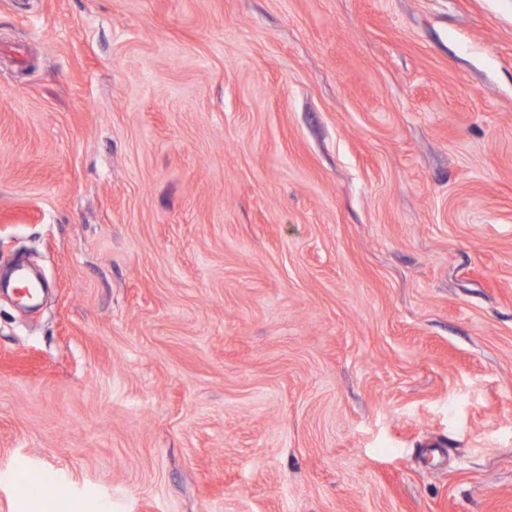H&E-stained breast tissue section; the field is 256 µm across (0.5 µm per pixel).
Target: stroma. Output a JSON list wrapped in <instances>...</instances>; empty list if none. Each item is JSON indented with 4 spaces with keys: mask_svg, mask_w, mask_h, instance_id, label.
Returning a JSON list of instances; mask_svg holds the SVG:
<instances>
[{
    "mask_svg": "<svg viewBox=\"0 0 512 512\" xmlns=\"http://www.w3.org/2000/svg\"><path fill=\"white\" fill-rule=\"evenodd\" d=\"M15 263L0 512H512V0H0Z\"/></svg>",
    "mask_w": 512,
    "mask_h": 512,
    "instance_id": "35a3bbf8",
    "label": "stroma"
}]
</instances>
